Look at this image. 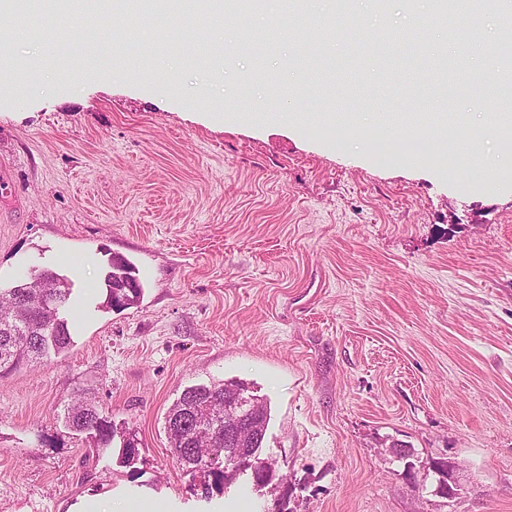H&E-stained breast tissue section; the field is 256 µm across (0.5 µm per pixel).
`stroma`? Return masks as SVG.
Returning a JSON list of instances; mask_svg holds the SVG:
<instances>
[{"label": "stroma", "mask_w": 512, "mask_h": 512, "mask_svg": "<svg viewBox=\"0 0 512 512\" xmlns=\"http://www.w3.org/2000/svg\"><path fill=\"white\" fill-rule=\"evenodd\" d=\"M198 14L192 45L156 51L80 26L64 43L0 12V287L50 267L92 298L52 362L0 377V512H77L145 497L168 512H512V165L493 104L512 78L457 51L431 0H309L297 36L256 65L240 24ZM345 13L332 63L307 54ZM442 48L424 77L378 28ZM136 305L105 307L112 255ZM266 399L261 457L202 496L164 418L192 385ZM88 400L139 439L88 463L61 420ZM411 451L414 479L391 447ZM433 459L455 461L437 494Z\"/></svg>", "instance_id": "stroma-1"}]
</instances>
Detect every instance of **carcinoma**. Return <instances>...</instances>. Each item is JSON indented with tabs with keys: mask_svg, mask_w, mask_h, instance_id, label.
Returning a JSON list of instances; mask_svg holds the SVG:
<instances>
[{
	"mask_svg": "<svg viewBox=\"0 0 512 512\" xmlns=\"http://www.w3.org/2000/svg\"><path fill=\"white\" fill-rule=\"evenodd\" d=\"M26 11L50 14L56 11V0H28L21 5ZM156 11L165 15L172 27L186 31L187 14L182 0H164L156 4ZM281 37L277 25L272 24L263 32L248 28L241 30L245 42H262L269 47ZM405 41L412 43L424 66L431 72L439 68L437 54L417 31L405 34ZM103 283L106 290V306L123 309L137 303L142 292L136 277V268L127 258L113 255L108 259V270ZM74 292V284L67 277L52 269H42L30 274L11 288H0V373L11 372L21 366H35L50 361L67 352L73 346L69 328L68 305ZM248 387L235 379L207 385L189 386L169 410L166 429L172 454L186 471L203 476L202 494L210 496L233 480L234 472L226 466L227 458L238 449L214 440L208 431L224 430V398L239 396L260 406L263 423H268L267 403L253 395H246ZM211 403V410L201 415L203 436L191 441L181 434L178 423L189 409ZM63 422L67 429L85 440L84 461L99 458L108 448L119 441L121 463L131 465L138 460V438L130 427H117L112 417L84 402L64 408Z\"/></svg>",
	"mask_w": 512,
	"mask_h": 512,
	"instance_id": "cac0c4a2",
	"label": "carcinoma"
}]
</instances>
